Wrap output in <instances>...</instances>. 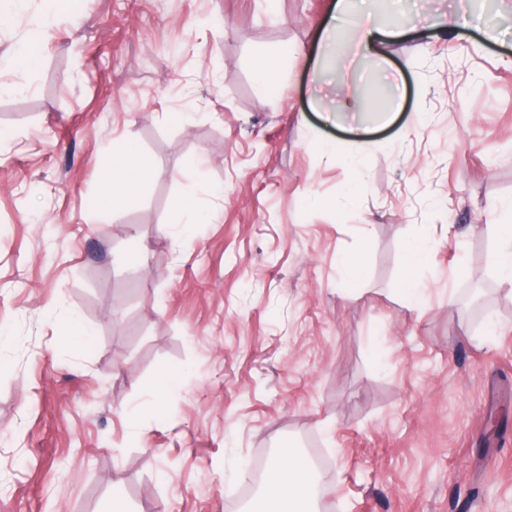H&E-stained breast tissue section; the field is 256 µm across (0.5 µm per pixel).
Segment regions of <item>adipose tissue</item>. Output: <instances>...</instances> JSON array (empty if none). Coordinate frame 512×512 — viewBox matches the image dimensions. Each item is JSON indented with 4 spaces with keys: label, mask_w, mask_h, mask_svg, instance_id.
<instances>
[{
    "label": "adipose tissue",
    "mask_w": 512,
    "mask_h": 512,
    "mask_svg": "<svg viewBox=\"0 0 512 512\" xmlns=\"http://www.w3.org/2000/svg\"><path fill=\"white\" fill-rule=\"evenodd\" d=\"M154 171L152 159L130 139L113 140L99 178L103 186L96 206L109 210L130 201ZM307 461L291 454L276 458L264 482L263 501L255 512H307L315 495Z\"/></svg>",
    "instance_id": "ef3b65f1"
}]
</instances>
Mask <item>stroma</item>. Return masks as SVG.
Masks as SVG:
<instances>
[{"instance_id":"stroma-1","label":"stroma","mask_w":512,"mask_h":512,"mask_svg":"<svg viewBox=\"0 0 512 512\" xmlns=\"http://www.w3.org/2000/svg\"><path fill=\"white\" fill-rule=\"evenodd\" d=\"M334 3L27 0L0 31L4 64L45 26L41 69L0 92V512H106L116 485L128 512H242L254 461L314 447L338 490L315 512H512V0H402L418 31L377 58L326 50L322 24L352 23ZM287 45L313 53L266 94L253 60ZM378 79L403 102L389 126L342 106ZM123 137L155 171L100 212ZM200 183L209 218L180 236ZM72 316L92 347L63 342ZM431 256L430 247L423 241L408 242L404 247V263L408 273L401 282V290L408 297H415L422 290V284L414 272L425 266Z\"/></svg>"}]
</instances>
